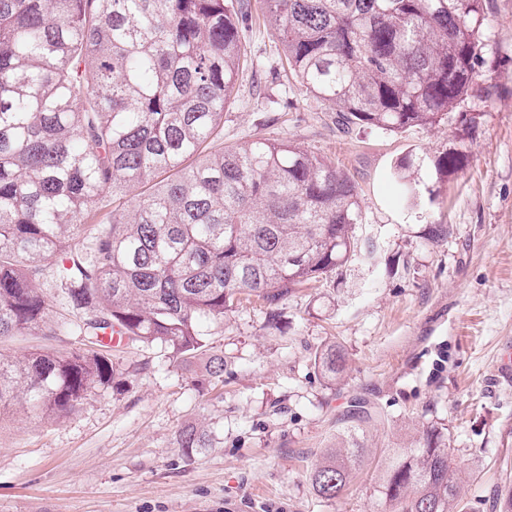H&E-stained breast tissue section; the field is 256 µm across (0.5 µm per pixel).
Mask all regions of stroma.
Instances as JSON below:
<instances>
[{"label":"stroma","instance_id":"1","mask_svg":"<svg viewBox=\"0 0 512 512\" xmlns=\"http://www.w3.org/2000/svg\"><path fill=\"white\" fill-rule=\"evenodd\" d=\"M242 30L250 62L216 147L285 140L347 170L362 196L359 257L293 290L275 320L253 300L205 323L223 380L204 359L187 366L128 340L109 350L111 389L64 420L0 415V512H389L381 469L430 427L448 435L467 512H499L512 482V382L495 371L512 351V0H486L461 107L397 134L341 125L291 76L262 0H251ZM452 151L465 154L462 169L422 168L418 203L395 199V161ZM438 224L448 234L437 241ZM59 264L43 262L38 283L64 331L2 336L0 353L83 348ZM332 343L346 360L333 381L314 360ZM357 400L374 413L367 454L347 492L327 501L310 475ZM191 425L207 443L188 454L177 437Z\"/></svg>","mask_w":512,"mask_h":512}]
</instances>
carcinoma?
I'll return each instance as SVG.
<instances>
[{"mask_svg": "<svg viewBox=\"0 0 512 512\" xmlns=\"http://www.w3.org/2000/svg\"><path fill=\"white\" fill-rule=\"evenodd\" d=\"M288 69L349 124L401 133L448 119L468 95L482 51L485 0H264ZM248 0H0V336L55 335L37 267L62 258L64 299L90 348L0 354V412L61 420L99 388L112 361L104 335L157 344L182 361L205 347L202 322L242 299L269 314L295 288L357 255L362 200L335 163L285 141L255 138L208 150L245 62ZM396 162L399 197L416 202L411 169ZM436 173L462 168L453 152ZM112 191V210L100 201ZM93 223V254L71 242ZM315 361L331 380L345 358ZM347 452L312 472L327 501L363 461L362 406ZM185 452L206 445L181 430ZM380 493L392 512H463L448 438L400 448Z\"/></svg>", "mask_w": 512, "mask_h": 512, "instance_id": "carcinoma-1", "label": "carcinoma"}]
</instances>
